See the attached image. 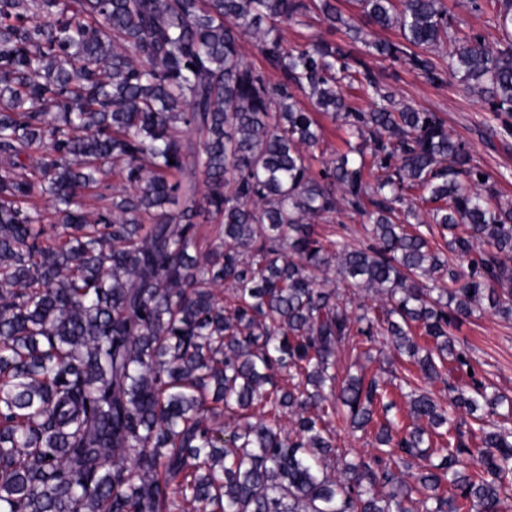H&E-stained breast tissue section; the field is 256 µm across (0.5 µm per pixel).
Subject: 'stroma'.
I'll return each mask as SVG.
<instances>
[{
  "instance_id": "obj_1",
  "label": "stroma",
  "mask_w": 512,
  "mask_h": 512,
  "mask_svg": "<svg viewBox=\"0 0 512 512\" xmlns=\"http://www.w3.org/2000/svg\"><path fill=\"white\" fill-rule=\"evenodd\" d=\"M281 35L287 47L294 48L311 40L333 42L353 55H360L363 46L352 40L343 26L329 27L317 15L301 22L283 25ZM367 65L395 90L400 99L420 108L438 113L449 134L466 141L480 164L491 173L497 192L512 199V138L501 140L492 134L501 124L500 117L489 111L477 92L455 79L437 86L420 74L400 64L381 58H367ZM455 338L471 356V364L486 384L512 398V321L486 312L467 319L454 329ZM395 354L385 338L373 346L365 343L347 347L338 357V372L353 364L364 367L366 375L390 378Z\"/></svg>"
}]
</instances>
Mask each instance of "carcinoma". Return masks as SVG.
<instances>
[{
  "mask_svg": "<svg viewBox=\"0 0 512 512\" xmlns=\"http://www.w3.org/2000/svg\"><path fill=\"white\" fill-rule=\"evenodd\" d=\"M355 3L358 23L334 0H0V512H512V401L451 334L512 318V201L437 113L279 30L316 10L512 117V0H456L491 10L496 48L447 0ZM321 117L348 140L316 171ZM345 211L366 241L316 229ZM199 224L220 244L200 251ZM380 336L419 371L408 425L387 383L336 374ZM346 427L375 433L370 457L338 451Z\"/></svg>",
  "mask_w": 512,
  "mask_h": 512,
  "instance_id": "1",
  "label": "carcinoma"
}]
</instances>
